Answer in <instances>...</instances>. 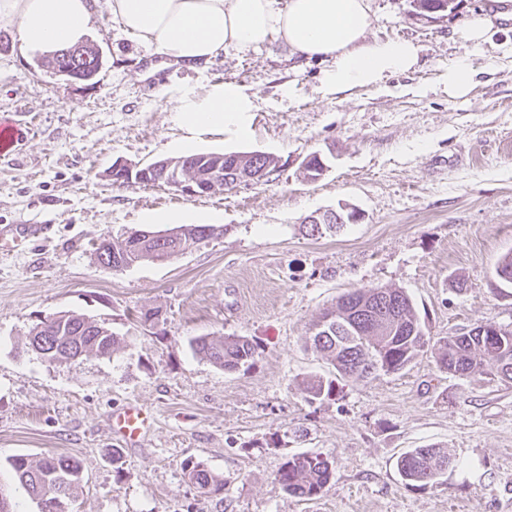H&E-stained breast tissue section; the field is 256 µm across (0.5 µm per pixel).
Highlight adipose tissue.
Listing matches in <instances>:
<instances>
[{"instance_id": "ef3b65f1", "label": "adipose tissue", "mask_w": 512, "mask_h": 512, "mask_svg": "<svg viewBox=\"0 0 512 512\" xmlns=\"http://www.w3.org/2000/svg\"><path fill=\"white\" fill-rule=\"evenodd\" d=\"M119 27L162 56L206 64L225 50H245L279 37L294 53L326 62V94L344 96L414 69L420 48L408 40L368 36L370 0H106ZM92 18L89 0H0V27L21 47L43 55L79 42ZM256 105L237 83L185 90L174 121L182 146L205 133H251Z\"/></svg>"}]
</instances>
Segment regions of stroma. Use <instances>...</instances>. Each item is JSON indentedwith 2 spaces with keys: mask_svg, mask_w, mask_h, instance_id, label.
<instances>
[{
  "mask_svg": "<svg viewBox=\"0 0 512 512\" xmlns=\"http://www.w3.org/2000/svg\"><path fill=\"white\" fill-rule=\"evenodd\" d=\"M488 3L460 0L428 21L411 0H370V37L417 42L419 63L344 99L323 93L324 63L280 39L198 68L171 64L114 25L103 0L86 35L103 66L88 82L60 80L0 28V113L31 128L0 156V226L48 227L0 257V491L13 512H38L13 476L18 455L79 460L83 487L69 512H512V382L450 375L429 352L324 401L303 386L331 369L309 347L312 323L355 289H403L436 339L512 326V285L493 284L512 252V19L475 54L468 96L449 98L445 83L468 51L456 29ZM224 81L253 98L252 133L206 134L194 150L272 154L266 182L190 197L106 179L119 162L181 156V93ZM314 152L328 170L307 182L300 170ZM344 204L359 222L308 234L312 216ZM181 224L222 232L120 271L94 257L101 237ZM151 309L158 320H141ZM63 312L103 323L120 350L57 364L27 351L31 328ZM224 335L258 344L249 369L224 371L190 346ZM130 402L155 425L120 449L110 421ZM429 446L457 466L437 484L406 486L398 457ZM305 452L334 464L311 501L272 481L285 457ZM191 456L223 478V492L205 497L188 483Z\"/></svg>",
  "mask_w": 512,
  "mask_h": 512,
  "instance_id": "obj_1",
  "label": "stroma"
}]
</instances>
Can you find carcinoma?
<instances>
[{
    "label": "carcinoma",
    "instance_id": "obj_1",
    "mask_svg": "<svg viewBox=\"0 0 512 512\" xmlns=\"http://www.w3.org/2000/svg\"><path fill=\"white\" fill-rule=\"evenodd\" d=\"M414 8L434 12L452 11L457 3L449 0H412ZM71 48L52 54L48 68L57 72L76 67L85 76L95 77L101 68L97 48L84 43L81 54H69ZM237 156L224 153H193L183 156L187 170L219 167L224 187L239 186L242 176L234 163ZM207 224L180 225L181 233L162 241H145L127 252L125 262L132 265L145 259L165 260L173 254L206 239ZM309 339L314 352L321 354L335 370L331 377L315 376L305 382L309 399L323 401L336 395L340 382H363L381 374L406 369L428 351L431 336L418 319L410 297L399 288L380 286L357 289L342 295L336 306L324 311L311 325ZM121 338L87 323L83 316L66 313L35 324L29 332V348L49 363L64 362L77 356L114 355ZM194 350L226 371L251 366L258 346L245 336L200 337ZM438 368L452 375H494L512 382V328L498 326V334H481L477 326L459 336L438 340ZM17 481L37 500L39 512H57L56 500L71 498L81 487L82 471L70 456L47 457L34 461L21 455L10 461ZM456 459L443 448H414L397 460V469L406 484L422 487L436 483ZM184 475L202 495L224 490V480L215 475L204 460L188 458ZM333 462L319 454L300 453L282 462L274 474V483L291 496L303 500L320 497L333 478Z\"/></svg>",
    "mask_w": 512,
    "mask_h": 512
}]
</instances>
